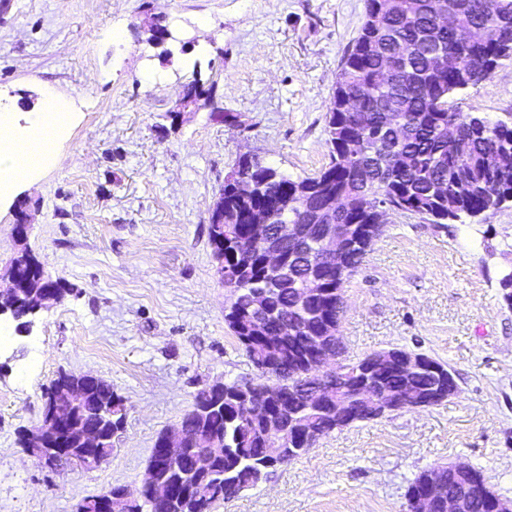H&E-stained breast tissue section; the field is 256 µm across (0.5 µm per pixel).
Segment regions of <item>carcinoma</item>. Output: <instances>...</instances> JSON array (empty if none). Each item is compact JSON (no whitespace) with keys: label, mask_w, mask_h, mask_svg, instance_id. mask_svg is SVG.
Masks as SVG:
<instances>
[{"label":"carcinoma","mask_w":512,"mask_h":512,"mask_svg":"<svg viewBox=\"0 0 512 512\" xmlns=\"http://www.w3.org/2000/svg\"><path fill=\"white\" fill-rule=\"evenodd\" d=\"M460 22L471 31L465 45L454 42L450 30L440 27L430 16L429 0H403V11L384 15L382 22L391 38L411 44L412 51L398 69L386 70V60L374 44L375 33L363 22L357 38L346 51L330 101L331 116L326 120L330 162L317 174L292 179L255 158L240 162L237 174L262 186V193L242 196L231 184L224 185V223L243 228L244 213L269 198L280 203L271 223L304 224L308 231L294 245L286 273L274 275L264 269L261 256L251 247L228 241L224 285L234 289L236 299L224 315L228 328L242 346L252 365L264 352L262 341L251 337L249 326L260 309L272 314V327L288 316L292 329L288 336L269 347L272 359L263 373L288 381L285 420L290 431L301 434L312 428L319 436L337 430L336 416L330 410L315 411L296 398L298 387L307 379L305 360L310 352L308 332H319L326 319L340 318L342 289L363 261L368 248L364 242L345 250L338 267L327 268L321 255L318 225L306 223L304 206L311 201L318 207L343 195L349 209L345 224L363 226L375 223V207L380 203L404 205L433 224H449L464 217H475L512 199V172L503 175L490 164L497 150L512 152V125L491 121L476 112H456L448 107V96L466 84L471 66L481 62L486 68L512 57V0H453ZM442 47L451 59L448 69L438 72L430 63L425 46ZM367 95L370 126L358 129L351 114L343 110L346 93ZM23 277L38 283L36 258L24 250L14 257ZM322 278L320 288L329 298L326 305H302L296 295L307 287L309 276ZM415 382L418 393L429 391L434 375L427 371L404 372L388 365L368 377L358 364L346 375L341 396L356 399L364 381L377 390L392 391L402 381ZM85 397L70 414L75 427H93L103 419L112 421L103 433L96 452L110 456L112 433L122 429L126 419L124 399L103 379L83 384ZM245 393L229 386L222 396L198 392L195 404H208L204 414L191 409L184 414L187 427L202 440H220L224 456L214 462V475L201 492L171 505H155L143 498L126 503L119 498L122 487L109 489L117 512H211L215 502L224 499V472L235 477L239 491L259 482L258 471H267L266 425L262 420L243 422L237 406Z\"/></svg>","instance_id":"obj_1"}]
</instances>
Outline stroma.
Masks as SVG:
<instances>
[{
	"label": "stroma",
	"instance_id": "stroma-1",
	"mask_svg": "<svg viewBox=\"0 0 512 512\" xmlns=\"http://www.w3.org/2000/svg\"><path fill=\"white\" fill-rule=\"evenodd\" d=\"M366 0H0V110L54 91L57 158L0 198V263L18 246L65 288L0 344V512H75L139 487L159 433L216 381L256 376L224 322L209 217L243 153L292 178L329 162L326 116ZM206 19L199 27L198 19ZM122 32L119 42L105 29ZM203 89L181 104L189 84ZM450 108L512 122V59ZM512 202L455 224L391 213L343 286L345 361L405 348L452 369L456 396L357 422L212 512H407L421 471L465 463L512 499ZM127 407L112 457L43 467L21 442L59 373Z\"/></svg>",
	"mask_w": 512,
	"mask_h": 512
}]
</instances>
